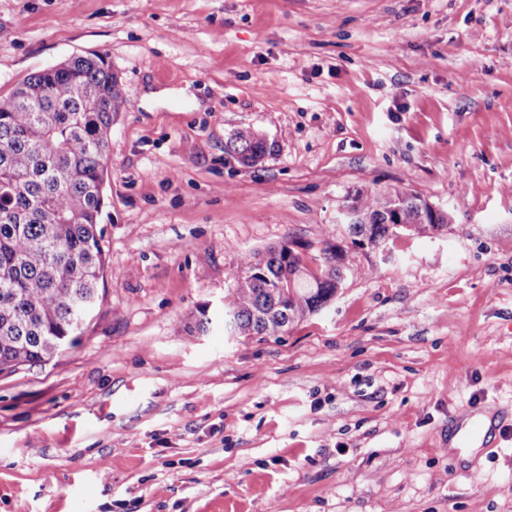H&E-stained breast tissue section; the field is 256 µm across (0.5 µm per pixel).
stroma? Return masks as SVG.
<instances>
[{
    "label": "stroma",
    "mask_w": 512,
    "mask_h": 512,
    "mask_svg": "<svg viewBox=\"0 0 512 512\" xmlns=\"http://www.w3.org/2000/svg\"><path fill=\"white\" fill-rule=\"evenodd\" d=\"M103 55L99 302L0 373V512H512V0H0V96ZM251 127L263 164L228 152ZM433 236L353 244L356 191ZM325 243L346 277L276 336H228L244 256ZM229 152L236 155L239 161L249 167L261 164L274 145L266 137L251 127L239 128L226 143ZM500 409L496 403L487 404L484 409L468 419L464 420L461 427L467 437L477 439L480 436H485L496 426V419L498 418ZM486 419L489 421L487 425Z\"/></svg>",
    "instance_id": "stroma-1"
}]
</instances>
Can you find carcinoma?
Masks as SVG:
<instances>
[{"label": "carcinoma", "instance_id": "1", "mask_svg": "<svg viewBox=\"0 0 512 512\" xmlns=\"http://www.w3.org/2000/svg\"><path fill=\"white\" fill-rule=\"evenodd\" d=\"M129 106L103 56L89 54L30 75L0 96V372L52 360L80 331L78 311L94 307L105 268L99 218L104 207L109 137ZM249 167L274 145L251 127L226 143ZM353 243L376 245L398 230L420 235L448 224L418 195L358 192ZM337 246L326 243L315 275L285 243L243 261L247 278L224 295V332L276 335L326 306L344 278Z\"/></svg>", "mask_w": 512, "mask_h": 512}]
</instances>
